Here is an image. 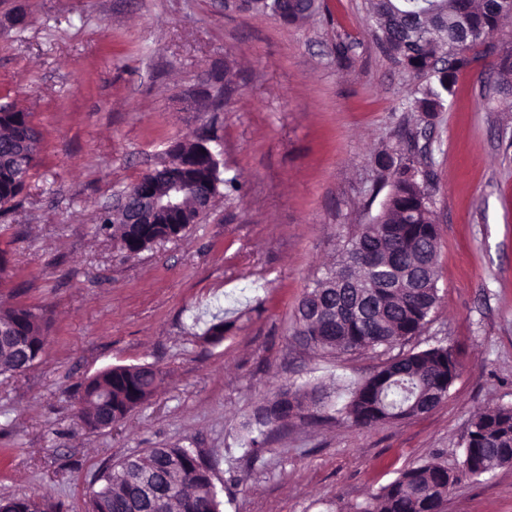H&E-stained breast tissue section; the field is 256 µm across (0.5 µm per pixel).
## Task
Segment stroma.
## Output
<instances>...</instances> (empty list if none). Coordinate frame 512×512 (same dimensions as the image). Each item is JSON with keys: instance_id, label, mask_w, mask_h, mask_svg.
Listing matches in <instances>:
<instances>
[{"instance_id": "stroma-1", "label": "stroma", "mask_w": 512, "mask_h": 512, "mask_svg": "<svg viewBox=\"0 0 512 512\" xmlns=\"http://www.w3.org/2000/svg\"><path fill=\"white\" fill-rule=\"evenodd\" d=\"M510 54L508 20L427 116L407 110L426 81L379 47L368 0H324L295 24L224 0H0V105L30 112L40 134L0 215V308L51 322L41 360L0 376V500L89 512L106 468L181 446L202 454L221 512H352L429 462L455 479L444 512H512V464L479 478L462 467L474 415L512 406ZM226 67L228 88L213 79ZM201 130L237 189L180 237L121 252L99 228L113 196ZM382 151L414 157L439 232V299L403 348L448 347L459 372L430 412L361 428L342 407L389 350L334 357L293 327L347 232L379 213ZM138 364L165 373L155 395L87 429V379ZM285 384L331 403L246 452L243 423Z\"/></svg>"}]
</instances>
